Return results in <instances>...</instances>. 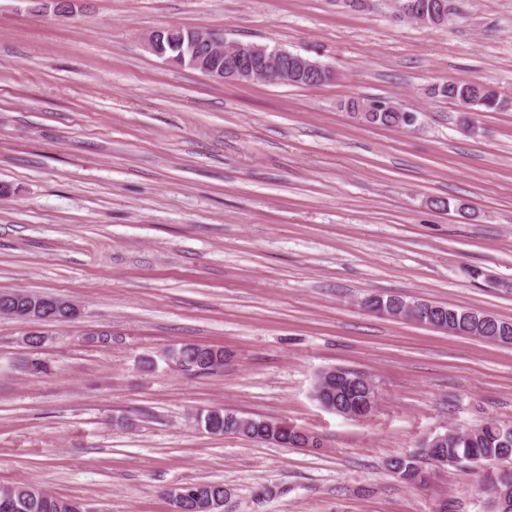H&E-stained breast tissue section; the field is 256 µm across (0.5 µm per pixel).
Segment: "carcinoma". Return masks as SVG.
Segmentation results:
<instances>
[{
    "mask_svg": "<svg viewBox=\"0 0 512 512\" xmlns=\"http://www.w3.org/2000/svg\"><path fill=\"white\" fill-rule=\"evenodd\" d=\"M428 11V23L431 27L443 26L448 22V0H410ZM192 30L179 26H170L160 35L163 55L171 60V65L179 68H189L208 72L224 67V54L212 52L201 53L202 59L195 63L185 54L189 35ZM313 61L289 53L284 65L288 68V84L315 85L332 79L335 73L322 69V73L310 69ZM431 94L458 103L461 107L459 122L465 127L474 126L475 115L478 112H489L509 107L512 100L504 97L493 86L469 79H455L431 88ZM374 99H353L348 103L352 114L360 117L368 124L380 127H405L406 111L393 106L377 110L373 108ZM0 296L6 298L9 308L17 317L29 305L38 303L37 295L24 291L3 292ZM445 323L442 330L458 336H477L491 339L499 343H507V337L512 336V322L500 320L494 316L477 310L460 308L451 304L442 305ZM169 355L178 358L192 372H207L224 365V350L204 348L196 344H185L169 351ZM336 389L326 396L340 406H347L365 399H370L374 393L369 391L361 380V373L347 368H336ZM197 421L208 433L214 435H245L258 441H268V436L258 429L243 433L241 426L247 418L222 409H212L197 414ZM428 459L439 464H455L464 461L479 464L490 457L501 463L512 461V426L504 427L495 422H486L471 429L463 437L448 435L435 442L431 448L423 449ZM391 471L406 483L414 484L420 477V467L417 456H400L389 460ZM500 488L496 512H512V471L499 474L496 477ZM190 495L186 499L188 512L224 494V484L207 482L192 484L188 487ZM76 502L54 496L44 490L26 484H15L0 488V512H74Z\"/></svg>",
    "mask_w": 512,
    "mask_h": 512,
    "instance_id": "carcinoma-1",
    "label": "carcinoma"
}]
</instances>
